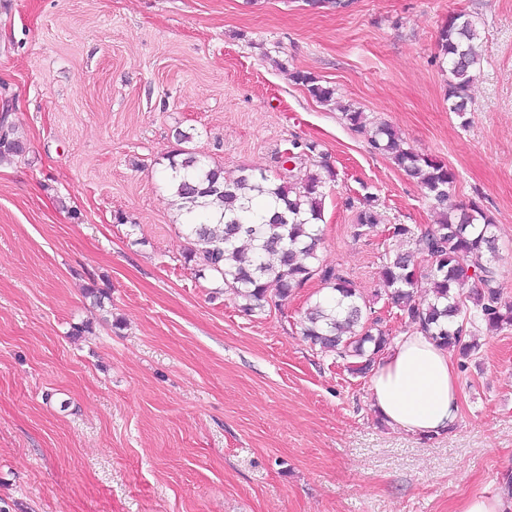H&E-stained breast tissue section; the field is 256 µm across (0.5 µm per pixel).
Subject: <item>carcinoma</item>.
<instances>
[{"instance_id":"obj_1","label":"carcinoma","mask_w":512,"mask_h":512,"mask_svg":"<svg viewBox=\"0 0 512 512\" xmlns=\"http://www.w3.org/2000/svg\"><path fill=\"white\" fill-rule=\"evenodd\" d=\"M477 37L476 25L462 14L450 17L439 33L448 63V110L461 115L468 112L469 90L480 64ZM295 80L320 102L333 98L334 89L309 73L298 72ZM370 145L426 189L436 216L434 224L420 231L407 224L393 227V236L414 242L415 248L384 254L379 270L383 293L411 328L467 359L480 348L472 337L475 324L483 322L492 331L512 326V301L504 296L496 266L495 220L476 204L451 203L455 173L404 147L393 126L377 125ZM300 147L314 153L318 144L292 143L276 157L279 172L273 175L260 170L226 177L222 167L190 150L169 158L171 197L192 244L185 262L221 278L226 293L246 314L319 280L328 294L306 308L302 335L320 350L334 353L350 374L365 377L391 339L370 301L341 270L319 263L323 188L336 173L325 165L322 174H293L284 164L295 162ZM22 152L13 129L4 128L0 158ZM380 223L375 207L364 203L356 217L358 234ZM421 259L430 261L426 277L431 296L417 300L414 286Z\"/></svg>"}]
</instances>
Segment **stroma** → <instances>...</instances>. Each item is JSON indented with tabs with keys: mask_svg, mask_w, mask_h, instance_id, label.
Listing matches in <instances>:
<instances>
[{
	"mask_svg": "<svg viewBox=\"0 0 512 512\" xmlns=\"http://www.w3.org/2000/svg\"><path fill=\"white\" fill-rule=\"evenodd\" d=\"M456 13L481 34L461 116L438 43ZM1 116L24 151L0 162V512H457L512 484V328L476 324L448 435L395 430L304 339L321 283L239 311L186 263L165 178L185 149L236 176L317 142L296 172H336L319 260L396 338L381 258L434 214L370 149L390 124L494 216L512 298V0H0ZM367 200L382 222L360 236ZM294 77L298 84L305 87L310 96L316 100L320 102H328L333 98L335 89L329 86H324L320 83V80H318L317 77L309 73L301 72H297Z\"/></svg>",
	"mask_w": 512,
	"mask_h": 512,
	"instance_id": "35a3bbf8",
	"label": "stroma"
}]
</instances>
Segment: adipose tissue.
Here are the masks:
<instances>
[{
  "label": "adipose tissue",
  "mask_w": 512,
  "mask_h": 512,
  "mask_svg": "<svg viewBox=\"0 0 512 512\" xmlns=\"http://www.w3.org/2000/svg\"><path fill=\"white\" fill-rule=\"evenodd\" d=\"M377 412L392 426L434 437L448 434L460 412V387L448 350L410 331L396 339L373 371Z\"/></svg>",
  "instance_id": "obj_1"
}]
</instances>
